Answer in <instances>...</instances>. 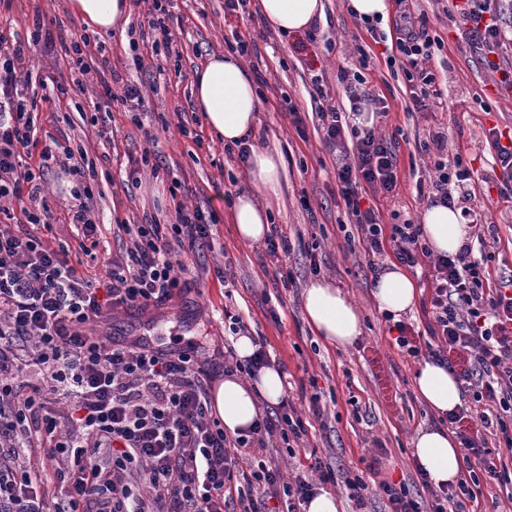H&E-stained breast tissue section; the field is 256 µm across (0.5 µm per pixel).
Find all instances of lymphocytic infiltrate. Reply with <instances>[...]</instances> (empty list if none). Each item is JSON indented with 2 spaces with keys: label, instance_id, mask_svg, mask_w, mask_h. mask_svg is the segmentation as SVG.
Segmentation results:
<instances>
[{
  "label": "lymphocytic infiltrate",
  "instance_id": "f902f5d3",
  "mask_svg": "<svg viewBox=\"0 0 512 512\" xmlns=\"http://www.w3.org/2000/svg\"><path fill=\"white\" fill-rule=\"evenodd\" d=\"M450 14L457 38L500 72L512 86V70L496 60L512 32L503 26L492 0H463ZM398 36L389 63L405 62L412 84L408 111L422 112L436 81L429 63L435 39L417 25L411 11L396 24ZM55 49L52 31L35 29L29 43L9 39L0 29V214L27 197L28 229H0V512H224L238 500L240 512H276L281 499L308 502L315 495L310 472L324 469L315 458L307 468L285 473L268 464L263 452L274 440L300 442L308 428L290 401L236 437L225 434L207 390L208 371L187 350L148 349L109 336H89L83 325L114 312L163 305L189 289L181 253L209 235L200 211L179 206L175 225L141 224L124 258L107 270L106 288H96L65 252L51 250L32 233L49 225L41 196L44 161L27 164L33 144V118L17 76L26 45ZM337 80L349 111L318 109L323 143L336 156L341 197L357 228L358 243L376 263L395 250L404 263L429 256L419 225L384 226L373 210L362 209L360 195L390 194L398 181L390 143L361 122L364 109L386 115L383 98L371 97L361 73L343 69ZM431 203L467 197L473 169L462 160H437ZM430 305L435 346L419 348L396 338L412 357L447 363V353L465 352L471 363L460 376L462 389L484 406L480 420L496 427L512 447V280L490 287L486 262L473 247L434 257ZM30 352H22V344ZM35 368L38 382L17 394L12 379ZM466 450L467 479L432 490L430 512H464V501L481 496L482 479L512 484V471L498 467L486 439L460 435ZM66 492L57 508L47 484Z\"/></svg>",
  "mask_w": 512,
  "mask_h": 512
}]
</instances>
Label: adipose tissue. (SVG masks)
<instances>
[{
    "label": "adipose tissue",
    "instance_id": "ef3b65f1",
    "mask_svg": "<svg viewBox=\"0 0 512 512\" xmlns=\"http://www.w3.org/2000/svg\"><path fill=\"white\" fill-rule=\"evenodd\" d=\"M260 12L279 33L312 28L325 16L324 0H258ZM69 9L91 30H109L129 20V0H68ZM194 104L208 127L227 145L250 137L258 123V89L249 70L233 53L212 55L199 70L193 86ZM250 191L240 193L230 221L239 237L262 241L270 231L269 209L258 204L256 193L280 198L288 182V170L278 144L252 148L248 158ZM423 234L434 254H456L467 242L469 227L458 206H426ZM373 297L380 311L402 316L413 311L418 297L415 281L391 265L375 280ZM304 312L313 330L327 343L347 347L362 335V321L348 298L331 284L318 281L306 288ZM284 375L276 367L260 369L249 380L228 375L212 394L213 409L231 435L248 431L260 417L259 404H278L284 395ZM421 399L439 415L463 404L462 392L448 369L426 361L415 373ZM413 456L425 468L433 484L457 482L463 463L459 448L447 429L433 427L413 441Z\"/></svg>",
    "mask_w": 512,
    "mask_h": 512
}]
</instances>
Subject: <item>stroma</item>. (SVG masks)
Returning <instances> with one entry per match:
<instances>
[{"mask_svg":"<svg viewBox=\"0 0 512 512\" xmlns=\"http://www.w3.org/2000/svg\"><path fill=\"white\" fill-rule=\"evenodd\" d=\"M326 2L324 22L286 35L269 28L262 15L225 13L224 0H173L171 53L153 50L141 34L146 0L131 5L125 29L96 32L90 40L94 64H108L139 86L143 106L135 115L108 106L100 86L53 96L54 85L72 84L73 58L61 46L49 54L30 49L24 74L36 116L31 161L39 163L43 148L55 139L84 155L99 224L96 258L86 270L93 278L102 277L106 265L131 246L137 225L175 223L180 204L211 215L208 238L185 257L190 291L142 314L141 332L165 348H204L216 382L224 377L225 349L234 340L224 313H239L248 334L266 340L271 362L283 369L285 396L298 415L311 419L309 406L319 403L324 424L310 431L306 450L330 468L332 480L324 488L337 497L339 512H354L345 481L359 473L372 484L404 486L427 512L431 495L411 452L417 432L441 419L419 398L413 378L421 361L396 345L372 296L368 259L350 243L357 228L340 197L336 158L322 142L312 93L319 83L330 90L334 104H345L337 73L359 62L370 92L386 98L389 112L377 127L397 155L398 184L391 194L363 199L383 224L421 223L437 159L426 144L435 133L445 135L448 158H462L476 174L473 195L462 209L496 229L487 248L488 281L495 288L512 278V197L500 195L483 176L493 163L489 131L512 133V90L498 87L479 57L457 43L446 14L453 0H418L416 14L424 16L429 36L442 41L430 63L439 94L427 111H407L409 86L402 69L390 66L382 44L350 14L348 0ZM1 18L9 21L11 35L23 39L38 19L60 26L66 38L85 32L67 0H0ZM239 37L251 45L243 62L267 99L259 107L253 144L279 141L288 169L283 200L271 206L274 224L291 241L287 258L279 262L267 254L265 243L238 238L229 220L230 194L245 186V166L229 158L193 104L197 72ZM137 54L146 65L140 72L132 65ZM145 152L158 161V170L136 168L135 159ZM72 187L62 165L50 164L42 196L53 218L38 235L49 247L74 255L80 238L71 222ZM280 267L290 272L292 285L282 286L276 276ZM409 273L420 293L403 321L408 339L423 348L432 341L431 267ZM318 277L340 288L362 318L363 334L348 348L327 344L304 316L303 290Z\"/></svg>","mask_w":512,"mask_h":512,"instance_id":"obj_1","label":"stroma"}]
</instances>
